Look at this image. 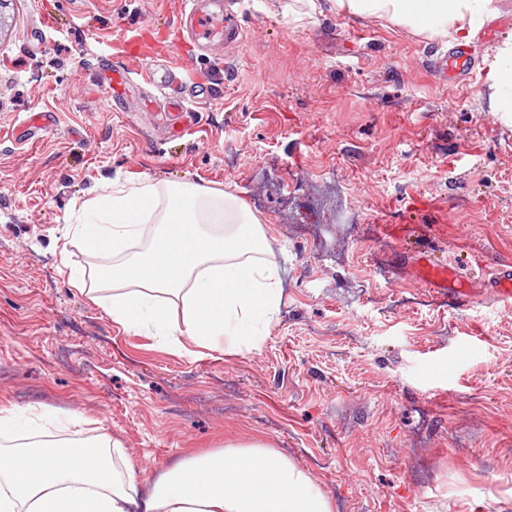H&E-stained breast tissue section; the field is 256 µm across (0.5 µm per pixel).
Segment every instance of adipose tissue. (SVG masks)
Wrapping results in <instances>:
<instances>
[{"mask_svg":"<svg viewBox=\"0 0 512 512\" xmlns=\"http://www.w3.org/2000/svg\"><path fill=\"white\" fill-rule=\"evenodd\" d=\"M300 21L334 13L467 43L498 9L494 0H283ZM496 109L512 120V40L487 76ZM64 238L95 259L69 282L130 330L173 348L184 341L257 346L283 298L269 241L240 196L147 177L83 204ZM82 419L52 409H0V512H333L309 472L252 439L183 459L144 487L136 465L106 434L81 439Z\"/></svg>","mask_w":512,"mask_h":512,"instance_id":"obj_1","label":"adipose tissue"}]
</instances>
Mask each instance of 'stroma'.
I'll return each mask as SVG.
<instances>
[{
	"instance_id": "1",
	"label": "stroma",
	"mask_w": 512,
	"mask_h": 512,
	"mask_svg": "<svg viewBox=\"0 0 512 512\" xmlns=\"http://www.w3.org/2000/svg\"><path fill=\"white\" fill-rule=\"evenodd\" d=\"M179 0H0V408L60 407L119 439L151 484L254 436L334 512H512V310L405 275L432 249L467 276L512 260V127L486 86L512 0L468 44L386 22L224 0L245 33L197 49ZM52 17L42 27L43 17ZM173 51L208 96L166 116L106 71ZM471 73L442 87L431 63ZM37 112L57 126L29 132ZM241 196L285 269L259 348L192 354L124 329L74 288L63 233L90 189L136 175ZM466 64L462 55H441L434 62V69L443 83L459 84L457 76Z\"/></svg>"
}]
</instances>
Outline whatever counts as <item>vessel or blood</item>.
Wrapping results in <instances>:
<instances>
[{"label": "vessel or blood", "mask_w": 512, "mask_h": 512, "mask_svg": "<svg viewBox=\"0 0 512 512\" xmlns=\"http://www.w3.org/2000/svg\"><path fill=\"white\" fill-rule=\"evenodd\" d=\"M179 15L180 24L189 27L191 37L200 45L221 40L236 47L244 41L237 14L225 11L223 0H181ZM465 64L463 56L445 54L435 60L434 69L443 83L453 84ZM142 78L157 90L169 109L183 110L175 67L160 73L148 66ZM406 270L423 286L455 300L467 301L489 292L498 300L512 303L511 262L499 263L491 277L477 281L463 276L456 265L435 262L429 255L418 252L408 259Z\"/></svg>", "instance_id": "b4317fda"}]
</instances>
